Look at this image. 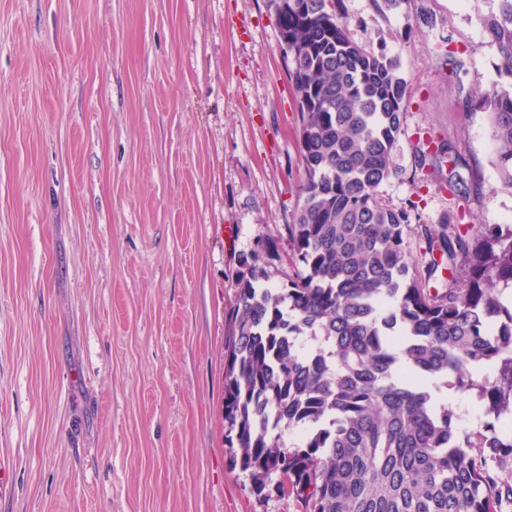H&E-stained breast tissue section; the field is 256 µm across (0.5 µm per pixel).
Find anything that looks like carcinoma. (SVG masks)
Returning a JSON list of instances; mask_svg holds the SVG:
<instances>
[{
	"mask_svg": "<svg viewBox=\"0 0 512 512\" xmlns=\"http://www.w3.org/2000/svg\"><path fill=\"white\" fill-rule=\"evenodd\" d=\"M301 117V204L287 226L300 266L265 285L269 252L243 255L225 345L224 441L254 496L306 512H502L512 506V226L472 236L424 226L432 263L465 271L428 288L404 249L410 209L383 205L408 103L396 59L347 35L335 0H268ZM508 83L478 89L496 167L512 189V0L478 17ZM424 157L451 150L423 140ZM489 364L493 381L473 367ZM496 424L461 432L441 388ZM298 433L288 448L284 429Z\"/></svg>",
	"mask_w": 512,
	"mask_h": 512,
	"instance_id": "cac0c4a2",
	"label": "carcinoma"
}]
</instances>
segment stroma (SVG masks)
Wrapping results in <instances>:
<instances>
[{"mask_svg": "<svg viewBox=\"0 0 512 512\" xmlns=\"http://www.w3.org/2000/svg\"><path fill=\"white\" fill-rule=\"evenodd\" d=\"M338 8L408 82L379 200L512 225L490 116L468 105L500 80L477 22L498 0ZM278 43L267 0H0V512H304L251 495L224 442L238 258L268 241L269 285L296 272ZM430 132L453 152L416 184Z\"/></svg>", "mask_w": 512, "mask_h": 512, "instance_id": "1", "label": "stroma"}]
</instances>
